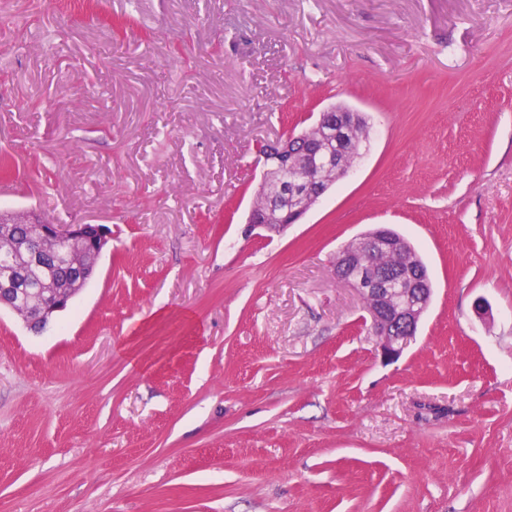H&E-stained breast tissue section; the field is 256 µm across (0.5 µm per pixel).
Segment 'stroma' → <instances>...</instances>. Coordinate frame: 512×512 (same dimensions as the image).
I'll return each mask as SVG.
<instances>
[{
    "label": "stroma",
    "instance_id": "stroma-1",
    "mask_svg": "<svg viewBox=\"0 0 512 512\" xmlns=\"http://www.w3.org/2000/svg\"><path fill=\"white\" fill-rule=\"evenodd\" d=\"M343 104L355 172L248 230L259 147ZM0 212L106 225L0 310V512H512V0H0ZM434 288L382 361L336 257Z\"/></svg>",
    "mask_w": 512,
    "mask_h": 512
}]
</instances>
